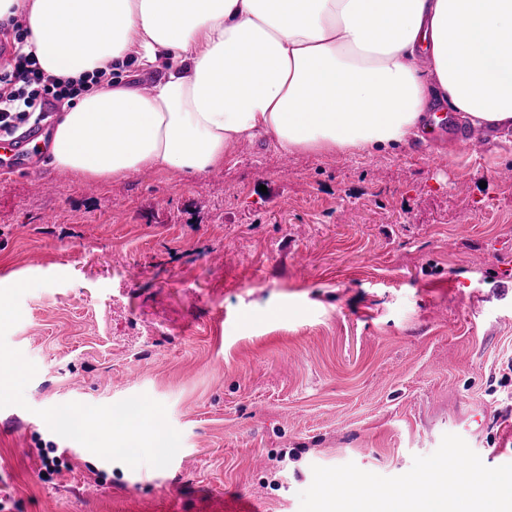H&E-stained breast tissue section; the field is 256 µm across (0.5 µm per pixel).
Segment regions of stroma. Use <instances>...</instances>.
Returning <instances> with one entry per match:
<instances>
[{
	"mask_svg": "<svg viewBox=\"0 0 512 512\" xmlns=\"http://www.w3.org/2000/svg\"><path fill=\"white\" fill-rule=\"evenodd\" d=\"M511 168L512 132L439 160L244 142L197 177L0 175V287L65 278L25 293L7 334L38 368L26 407L0 409L15 512H300L313 466L399 476L447 433L497 466ZM143 393L181 435L163 469L70 454L38 415ZM39 439L68 453L50 483Z\"/></svg>",
	"mask_w": 512,
	"mask_h": 512,
	"instance_id": "stroma-1",
	"label": "stroma"
}]
</instances>
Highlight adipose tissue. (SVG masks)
<instances>
[{
  "instance_id": "adipose-tissue-1",
  "label": "adipose tissue",
  "mask_w": 512,
  "mask_h": 512,
  "mask_svg": "<svg viewBox=\"0 0 512 512\" xmlns=\"http://www.w3.org/2000/svg\"><path fill=\"white\" fill-rule=\"evenodd\" d=\"M49 74L126 63L60 113L52 164L86 179L194 177L243 141L366 155L423 128L440 89L472 125L512 127V0H0Z\"/></svg>"
}]
</instances>
